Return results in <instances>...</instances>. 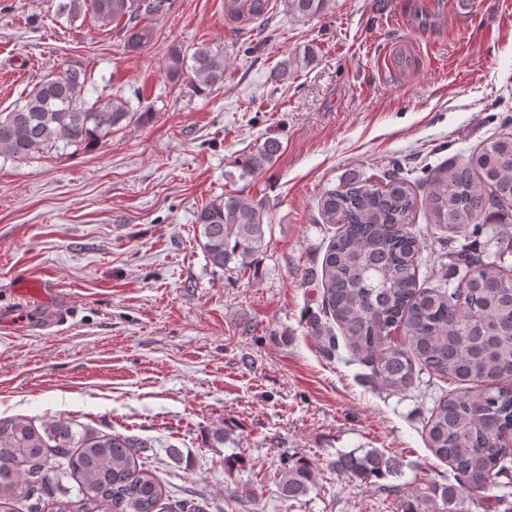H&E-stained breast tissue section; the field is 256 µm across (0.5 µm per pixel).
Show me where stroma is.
Returning a JSON list of instances; mask_svg holds the SVG:
<instances>
[{"mask_svg":"<svg viewBox=\"0 0 512 512\" xmlns=\"http://www.w3.org/2000/svg\"><path fill=\"white\" fill-rule=\"evenodd\" d=\"M420 2L334 0L298 21L273 0L256 34L231 37L225 0H172L132 53L120 24L0 0V112L71 62L94 74L89 99L119 91L155 112L89 152L0 156V419L138 438L171 499L201 494L206 512H401L327 465L376 448L439 512L436 490L454 474L423 429L447 379L422 371L387 391L346 341L326 351L308 324L336 232L318 221L323 189L351 171L382 181L396 160L432 168L512 133V0H464L452 16ZM174 43L223 47L222 86H170ZM308 47L312 64L271 79ZM268 137L279 156L241 178L237 159ZM239 191L266 201L270 226L255 268L236 272L209 263L194 216ZM411 224L420 286L456 287L446 252L467 235L430 224L421 203ZM47 273L57 297L19 299L21 281ZM299 461L310 490L281 499L273 476Z\"/></svg>","mask_w":512,"mask_h":512,"instance_id":"stroma-1","label":"stroma"}]
</instances>
